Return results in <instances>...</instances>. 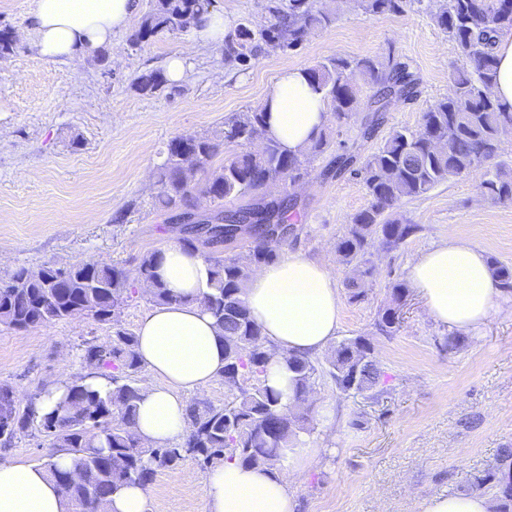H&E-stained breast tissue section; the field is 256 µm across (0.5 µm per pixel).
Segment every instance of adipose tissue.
I'll list each match as a JSON object with an SVG mask.
<instances>
[{
  "instance_id": "ef3b65f1",
  "label": "adipose tissue",
  "mask_w": 512,
  "mask_h": 512,
  "mask_svg": "<svg viewBox=\"0 0 512 512\" xmlns=\"http://www.w3.org/2000/svg\"><path fill=\"white\" fill-rule=\"evenodd\" d=\"M138 8L139 0H35L32 44L49 60L79 64L128 30ZM227 27L223 13H206L192 28L186 47L167 59L169 81L185 76L196 47L222 42ZM262 109L269 134L291 153L305 147L328 121L321 93L299 67L278 74ZM156 274L177 301L155 307L137 329V353L161 382L145 387L133 430L154 447L181 440L184 393L205 388L225 364L224 333L198 302L208 280L200 253L170 243ZM409 279L432 320L448 329L474 335L492 321L512 316V302L504 300L483 251L469 242L451 238L429 246L410 263ZM246 301L273 346L265 381L283 402H292L286 356L320 353L340 328L335 278L320 260L294 251L258 268L248 282ZM322 453L319 447L285 449L279 470L237 460L212 468L204 480L206 512H296L288 479L305 472ZM67 510L65 497L44 469L22 460L0 462V512ZM419 510L492 512L493 502L481 493L437 494L421 500Z\"/></svg>"
}]
</instances>
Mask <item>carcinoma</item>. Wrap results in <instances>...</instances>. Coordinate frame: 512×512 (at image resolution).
I'll return each instance as SVG.
<instances>
[{
  "mask_svg": "<svg viewBox=\"0 0 512 512\" xmlns=\"http://www.w3.org/2000/svg\"><path fill=\"white\" fill-rule=\"evenodd\" d=\"M365 15L395 12L403 0H357ZM433 18L453 43L465 65L451 78L452 93L431 103L422 113L418 129L394 130L376 152L360 167L353 157L338 153L326 173L347 171L361 177L370 197L369 206L356 213L336 241V253L353 267L347 283L350 299L365 297L361 283L371 276V249H398L421 230L395 217L405 200L421 199L453 178L485 167L480 193L491 201L512 204V172L502 160L500 134L512 125V106L501 103L492 93L497 74L493 53L497 39L512 33V0H415ZM213 7L211 0H156L143 16L131 42L161 34L190 30ZM265 9L272 22L256 28L245 21L224 38V63L244 66L257 56L262 45L294 51L314 31L336 20L332 13L315 7V0H267ZM12 31H0V59L15 53ZM308 75L323 93L328 109L339 121L357 115L358 95L364 86L375 90L371 112L361 118L363 136L370 138L381 124V112L397 101H411L419 95V83L410 65L394 57L331 58L308 69ZM166 83L163 73H142L135 90L152 96ZM259 141L261 149L250 145ZM236 151L215 158L224 148ZM332 147L331 131L321 129L296 154L282 150L268 134L265 113L256 108L224 119V127L211 133H186L175 137L157 167L158 192L154 206L177 214L192 212L199 197L222 204H243L218 211L223 223L214 224L208 234H189L182 245L200 252L208 266V289L200 304L224 331L226 363L220 372L224 385L233 390L231 400L217 407L193 400L186 406L187 429L182 442L174 446H147L131 431L137 403L141 398L138 374L143 365L137 352V336L119 321L122 307L135 293V284L150 286L157 305L175 301L174 295L157 279L161 250L144 253L135 268L127 269L96 259H82L66 268L46 263L36 271L21 267L0 281V324L15 330L91 316L115 326L112 344L92 343L84 348L83 359L110 379L112 389L103 394L77 378L56 408L39 413L35 403L20 408L13 390L0 384V414L10 418L3 442L37 426L52 441V447L68 452L72 467L63 469L48 455L43 468L54 481L78 470L76 483L59 485L71 512H107L112 494L122 488L150 484L160 470L176 469L191 456L205 468L229 460L251 466L279 465L282 451L296 445L300 435L314 430L313 418L301 411L317 377L328 375L344 394L375 397L382 372L371 342L364 336L340 340L330 356L320 362L310 357L290 356L294 404L281 402V395L265 384L271 357L270 341L252 318L245 288L254 269L278 260L283 236L271 225L283 224L295 205L288 187L309 175L311 163ZM280 185L283 194L267 198L266 190ZM249 218L254 224L253 246L241 260L228 253L218 256L203 247L237 240L235 224ZM493 278L503 289H512V268L490 263ZM409 293L407 284L396 281L391 302L378 319L386 335L400 326L399 311ZM496 482L497 512H512V479L503 471L490 469L470 481V490L480 492Z\"/></svg>",
  "mask_w": 512,
  "mask_h": 512,
  "instance_id": "1",
  "label": "carcinoma"
}]
</instances>
